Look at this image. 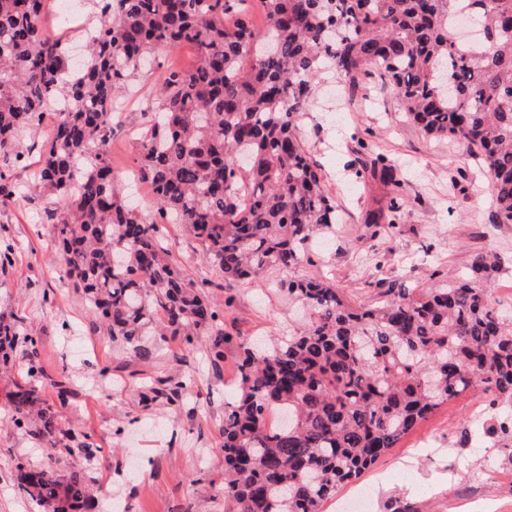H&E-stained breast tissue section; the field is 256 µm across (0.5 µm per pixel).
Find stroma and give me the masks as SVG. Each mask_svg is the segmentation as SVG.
<instances>
[{
    "instance_id": "1",
    "label": "stroma",
    "mask_w": 512,
    "mask_h": 512,
    "mask_svg": "<svg viewBox=\"0 0 512 512\" xmlns=\"http://www.w3.org/2000/svg\"><path fill=\"white\" fill-rule=\"evenodd\" d=\"M297 124L339 222L314 242L293 276L333 282L370 304L389 283L450 282L468 270L473 254L493 251L502 261L495 308L512 320V224L497 223L483 170L460 143L421 131L376 75L354 84L340 75L316 81ZM376 157L397 168L406 214L371 238L361 230L365 212L387 206L389 197L378 187L362 190L345 165ZM65 206L50 195L0 210V240L13 249L11 268L0 272V313L21 317L38 336L45 373L70 391L63 428L91 433L98 450L61 454L12 426L9 393L27 368L25 358L15 357L0 371V512H42L17 485L20 462L80 473L97 512H224V404L237 390L243 347L296 324L295 304L276 287L282 272L223 286L201 263L188 229L167 225L165 244L184 272L208 281L214 301L229 302L227 339L223 359L214 362L208 333L195 337L190 350L179 338L151 336L153 357L146 361L112 338L68 278L52 227L41 221L43 209ZM182 375L192 380L187 399L142 403L141 383ZM485 406L474 389L442 404L356 481L340 486L323 512H336L338 501L365 486L374 491L373 512H512V465L503 464L502 445L484 457L473 452L482 431L470 417ZM489 466L498 471L492 483L481 475Z\"/></svg>"
}]
</instances>
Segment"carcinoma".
<instances>
[{"mask_svg":"<svg viewBox=\"0 0 512 512\" xmlns=\"http://www.w3.org/2000/svg\"><path fill=\"white\" fill-rule=\"evenodd\" d=\"M88 58L73 69L68 41L48 35L50 0H0V208L43 193L61 261L112 338L146 359V336H212L224 356V321L164 246V225L184 224L205 261L231 283L307 259L315 236L337 223L321 168L296 119L326 72H377L427 134L462 142L487 174L496 217L512 224V0H99ZM468 9L481 32L474 52L451 38ZM185 46L188 70L164 68L134 159L153 210L123 196L113 174V109L152 55ZM65 111L37 144L26 136L52 104ZM39 155L33 180L15 171ZM364 187H399L379 161L355 173ZM405 203L366 213L375 236ZM498 267L473 255L471 275L430 288L391 284L356 305L316 279L277 288L310 311L264 350L246 348L237 394L225 403L224 512H322L436 408L472 387L486 396L484 432L512 464V327L493 309ZM22 349L26 375L9 393L10 421L50 448L94 447L62 428L67 390L43 398L38 338L0 315V368ZM18 487L45 512H84L80 474L16 465Z\"/></svg>","mask_w":512,"mask_h":512,"instance_id":"obj_1","label":"carcinoma"}]
</instances>
